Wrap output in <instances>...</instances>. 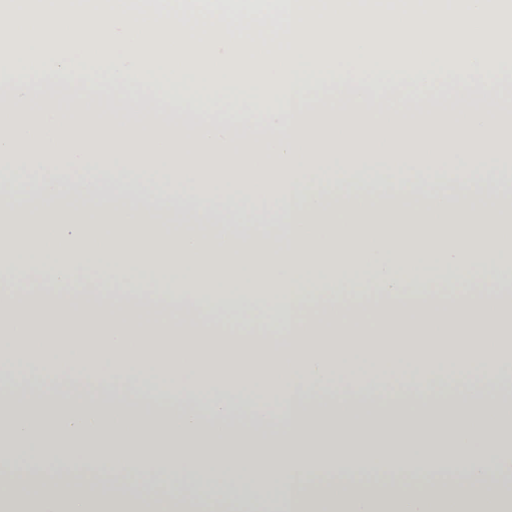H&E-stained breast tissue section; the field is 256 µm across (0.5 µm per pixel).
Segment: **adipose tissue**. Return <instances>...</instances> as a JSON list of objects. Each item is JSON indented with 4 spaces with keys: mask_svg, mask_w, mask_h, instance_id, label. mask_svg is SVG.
<instances>
[{
    "mask_svg": "<svg viewBox=\"0 0 512 512\" xmlns=\"http://www.w3.org/2000/svg\"><path fill=\"white\" fill-rule=\"evenodd\" d=\"M66 178L41 155L0 149L12 173L0 182V368L96 370L111 405L27 399L12 422L23 437L38 419L51 453L0 449V512H199L200 498L147 495L130 483L61 491L55 477L86 460L100 471L148 465L157 480L189 471L193 484L221 476L255 512H282L289 480L307 492L293 512H512V403L495 392L493 359L512 315V179L496 165L454 171L474 156L383 158L384 175L337 183L306 165L230 167L159 155L53 150ZM139 165L141 177L126 168ZM449 167L448 178L437 175ZM95 177L84 178L86 169ZM198 191L191 200L183 186ZM225 204L212 206L215 192ZM251 195L243 208L238 197ZM40 231L37 251L2 247L15 228ZM102 287L87 295L80 268ZM458 275L443 288L435 274ZM487 284L471 287L478 271ZM165 312L151 320L147 311ZM477 375L479 397L442 402L438 375ZM408 394L357 416L306 410V402L370 384ZM186 402L151 417L127 388ZM288 397L291 420L248 439L225 425L246 409L260 426L267 399ZM210 424L201 427L200 415ZM454 481L438 482L440 470ZM339 473L321 480L323 471ZM414 472L391 493L381 474Z\"/></svg>",
    "mask_w": 512,
    "mask_h": 512,
    "instance_id": "obj_1",
    "label": "adipose tissue"
}]
</instances>
